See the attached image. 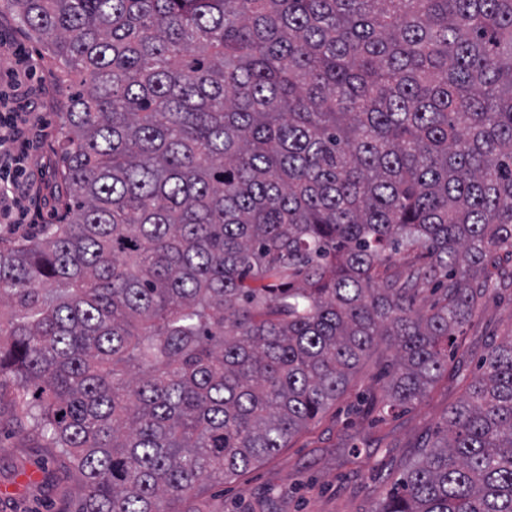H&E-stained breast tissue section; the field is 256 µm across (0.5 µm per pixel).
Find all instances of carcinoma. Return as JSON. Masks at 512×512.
<instances>
[{"label":"carcinoma","instance_id":"carcinoma-1","mask_svg":"<svg viewBox=\"0 0 512 512\" xmlns=\"http://www.w3.org/2000/svg\"><path fill=\"white\" fill-rule=\"evenodd\" d=\"M0 7L82 86L57 223L0 246V378L77 512H201L373 355L363 413L421 400L507 287L512 0ZM371 512H512V333Z\"/></svg>","mask_w":512,"mask_h":512}]
</instances>
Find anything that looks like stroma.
Listing matches in <instances>:
<instances>
[{
	"mask_svg": "<svg viewBox=\"0 0 512 512\" xmlns=\"http://www.w3.org/2000/svg\"><path fill=\"white\" fill-rule=\"evenodd\" d=\"M0 37L11 42L0 52V94L26 115L20 154L31 176L21 200L24 223L0 226V238L14 241L55 221L53 145L64 92L43 47L6 10L0 12ZM511 333L512 288L485 301L422 401L381 418L355 413L362 397L380 387V363L368 359L345 395L286 448L234 479L209 482L202 493L206 512H370L402 477L409 452L464 396L465 380L478 373L487 344ZM14 398L12 382L0 383V512H77L85 493L82 476L41 438L18 428Z\"/></svg>",
	"mask_w": 512,
	"mask_h": 512,
	"instance_id": "stroma-1",
	"label": "stroma"
}]
</instances>
